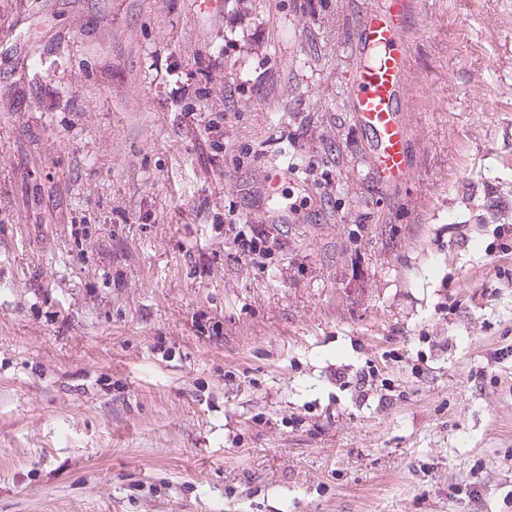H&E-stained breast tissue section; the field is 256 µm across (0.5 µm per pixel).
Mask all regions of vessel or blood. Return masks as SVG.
I'll use <instances>...</instances> for the list:
<instances>
[{
  "label": "vessel or blood",
  "mask_w": 512,
  "mask_h": 512,
  "mask_svg": "<svg viewBox=\"0 0 512 512\" xmlns=\"http://www.w3.org/2000/svg\"><path fill=\"white\" fill-rule=\"evenodd\" d=\"M410 0H391L388 11L363 17L355 40L362 61L351 82L356 126L371 141L380 179L391 181L406 167L408 131L401 115L409 109V57L405 22Z\"/></svg>",
  "instance_id": "1"
}]
</instances>
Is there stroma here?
Listing matches in <instances>:
<instances>
[{
  "label": "stroma",
  "instance_id": "obj_1",
  "mask_svg": "<svg viewBox=\"0 0 512 512\" xmlns=\"http://www.w3.org/2000/svg\"><path fill=\"white\" fill-rule=\"evenodd\" d=\"M236 3L0 0V512H512V0H412L394 184L390 0ZM409 6V0H392L388 11L364 16L355 34L362 61L351 82L352 114L370 138L382 181L398 178L406 168L408 131L401 115L410 102L405 36ZM247 224H228V231L234 232L232 237V243L236 247L237 252L240 251L246 256H264L271 251L270 239L267 237L255 236L251 232L244 230V226Z\"/></svg>",
  "mask_w": 512,
  "mask_h": 512
}]
</instances>
